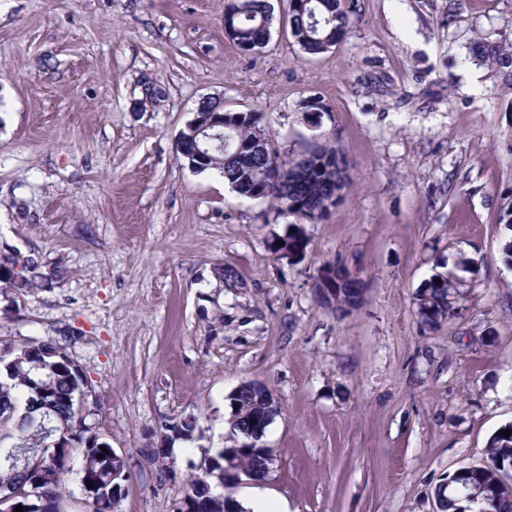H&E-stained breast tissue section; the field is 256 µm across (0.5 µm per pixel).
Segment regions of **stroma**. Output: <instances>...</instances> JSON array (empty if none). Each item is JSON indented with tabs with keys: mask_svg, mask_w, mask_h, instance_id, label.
I'll use <instances>...</instances> for the list:
<instances>
[{
	"mask_svg": "<svg viewBox=\"0 0 512 512\" xmlns=\"http://www.w3.org/2000/svg\"><path fill=\"white\" fill-rule=\"evenodd\" d=\"M271 3L249 53L227 0H0V258L53 276L0 287V337L78 365L125 461L116 512H176L240 444L230 395L252 380L279 406L260 488L288 512H434L512 424V0H353L315 56ZM207 98L282 156L341 148L350 184L304 258L272 251L292 217L177 156ZM333 261L366 283L341 315L313 289ZM448 270L457 312L425 329L415 293Z\"/></svg>",
	"mask_w": 512,
	"mask_h": 512,
	"instance_id": "obj_1",
	"label": "stroma"
}]
</instances>
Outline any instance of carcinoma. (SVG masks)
I'll list each match as a JSON object with an SVG mask.
<instances>
[{"mask_svg": "<svg viewBox=\"0 0 512 512\" xmlns=\"http://www.w3.org/2000/svg\"><path fill=\"white\" fill-rule=\"evenodd\" d=\"M321 23L312 27L308 11ZM226 13L236 15V46L245 51L263 48L270 40L264 35L272 8L268 0H228ZM352 11L342 0H289L290 34L308 55L326 52L344 38ZM201 112L224 114V150L194 151L187 142L177 149L188 166L204 172L222 174L239 195L267 199L280 214L308 222L320 220L336 204L334 191L347 188L343 170L337 163L334 147L315 143L299 163L255 148L267 138L257 126L253 113L226 112L219 101H209ZM283 245L275 253L288 252L305 257L308 241L301 228L280 237ZM439 282H434V279ZM456 276L439 272L416 292L415 306L420 323L427 329L454 316L452 292ZM336 294L322 303L336 313L350 308V300L364 288L359 278L336 274ZM88 391L76 364L60 349L46 342L31 341L17 347H0V512L13 506L23 512H66L65 488L61 476L71 471L73 455L82 457L79 482L89 512H112L121 495L125 462L111 444L86 423L92 405H83L81 396ZM237 410L231 423L234 432H264L277 410L254 403L251 389L244 388L235 398ZM509 435L496 434L486 448L485 466L473 472L456 474L449 484L454 490H442L446 512H467L462 500L482 498L486 508L480 512H512V477L503 467L512 464V425ZM263 449L245 448L237 456V466L261 478L268 476ZM213 464L204 480L189 483L177 512H223V502L215 488L224 484V450L212 458ZM93 483L89 488L86 482Z\"/></svg>", "mask_w": 512, "mask_h": 512, "instance_id": "obj_1", "label": "carcinoma"}]
</instances>
